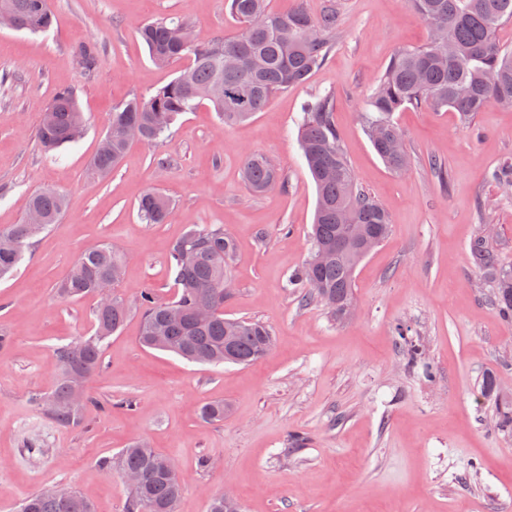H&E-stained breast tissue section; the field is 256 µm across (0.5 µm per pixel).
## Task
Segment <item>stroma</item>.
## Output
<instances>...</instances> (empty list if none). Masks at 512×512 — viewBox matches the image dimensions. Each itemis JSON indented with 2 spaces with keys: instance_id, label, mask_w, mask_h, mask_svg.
Returning <instances> with one entry per match:
<instances>
[{
  "instance_id": "obj_1",
  "label": "stroma",
  "mask_w": 512,
  "mask_h": 512,
  "mask_svg": "<svg viewBox=\"0 0 512 512\" xmlns=\"http://www.w3.org/2000/svg\"><path fill=\"white\" fill-rule=\"evenodd\" d=\"M315 15L336 10V46L299 86L278 92L246 123L224 126L210 103L181 114L161 144L133 143L107 178L91 172L112 108L149 97L180 63L157 67L140 25L188 20L197 40L236 35L224 0H52L40 34L0 28V230L23 223L28 196L66 198L57 224L0 279V512L26 496L64 487L95 512H127L129 489L107 462L149 440L171 458L183 486L178 512H207L232 491L243 512H512V432L493 428L512 405V320L498 316L493 284L469 245L482 225L512 266V188L490 180L512 157V109L489 104L472 123L447 109L395 113L412 158L386 168L362 114L394 53L428 31L409 0H269ZM94 49L85 69L80 47ZM70 88L87 119L83 138L48 154L39 119L56 90ZM332 97L348 163L360 188L388 212L390 233L356 271L355 308L336 320L302 305L289 275L308 256L317 193L298 143L307 101ZM266 156L284 190L255 194L242 158ZM155 189L172 201L166 223H143L137 202ZM223 225L237 242L229 318L257 320L276 337L247 365L187 362L140 345L139 315L112 336L91 383L94 406L60 427L34 405L61 378L59 346L92 335L95 298L61 299L55 287L85 249L111 242L126 253L117 292L172 299L169 247L190 225ZM419 343L424 367L404 361ZM432 368L426 377L424 368ZM495 396H483L487 378ZM221 401L223 421L201 419Z\"/></svg>"
}]
</instances>
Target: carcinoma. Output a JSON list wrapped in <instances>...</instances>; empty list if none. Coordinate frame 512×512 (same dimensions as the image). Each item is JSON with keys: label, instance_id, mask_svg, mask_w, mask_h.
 Listing matches in <instances>:
<instances>
[{"label": "carcinoma", "instance_id": "cac0c4a2", "mask_svg": "<svg viewBox=\"0 0 512 512\" xmlns=\"http://www.w3.org/2000/svg\"><path fill=\"white\" fill-rule=\"evenodd\" d=\"M413 7L429 30L428 41L403 48L377 77L363 115L370 142L390 170L402 173L409 159L394 114L409 106L446 108L468 123L491 103L512 108V50L496 41L497 30L512 22V0H412ZM224 7L241 23L231 39L194 42L183 47L182 31L189 24L156 21L141 26L138 34L152 61L167 66L183 57L190 63L147 99L133 97L112 108V120L104 134L109 152L96 153L92 167L107 177L122 161L129 144L122 138L127 124L138 126L143 141L162 140L177 117L206 100L210 89L224 86V97L213 99L216 112L226 125L243 122L263 111L278 92L303 83L324 64L336 45V12L318 17L297 7L283 13L267 10L266 0H224ZM11 12L20 30L47 31L53 18L51 0H0V10ZM86 121L73 91H58L40 120L38 138L45 151L77 142ZM300 146L316 185L317 209L310 235L309 256L321 246L336 247L341 234L340 212L349 213L352 223L364 225L368 238L358 248L333 253L317 267L310 260L288 277L305 304L319 303L338 320L346 317L354 299L355 271L359 264L387 237L390 218L385 208L360 189L345 158L334 120V102L329 96L308 103L298 132ZM244 180L260 193L268 183L280 179L275 166L259 154L246 156ZM501 186H512V158L499 163L491 173ZM26 208L39 211L44 222L13 224L0 230V247H20L17 256L0 253V278L12 273L33 240L58 223L64 208L63 196L45 189L30 195ZM141 219L163 224L171 212L170 199L147 191L138 202ZM236 242L221 226L192 225L170 246V266L178 292L168 301L152 293L141 294L131 304L114 293L124 265V254L105 243L84 250L56 288L58 297L77 299L98 295L106 280L112 302L97 303L93 312L95 332L58 348L61 381L48 395L34 399L58 425L70 427L82 420V403L74 402L84 388L70 380L73 373L91 378L98 370L104 342L119 332L132 310L140 315L141 345L175 354L188 361L219 366L224 363L250 365L269 354L272 331L257 320L227 318L224 282L231 280V261ZM471 254L479 268L495 284L497 312L512 318V268L502 265L488 238L476 235ZM181 310L182 319L171 321L167 310ZM202 417L222 421L228 407L207 402ZM171 459L146 443H136L112 461L116 472L134 471L141 477L129 487L127 512H177L182 486L170 472ZM20 512H94L93 505L76 491L61 500L43 490L27 497Z\"/></svg>", "mask_w": 512, "mask_h": 512}]
</instances>
